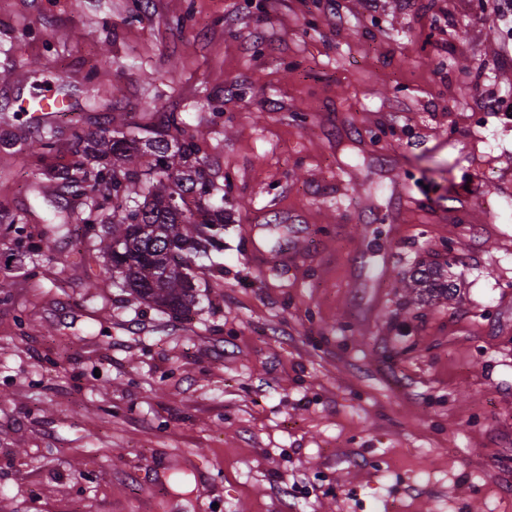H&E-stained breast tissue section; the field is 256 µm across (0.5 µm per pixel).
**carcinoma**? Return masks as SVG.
I'll return each instance as SVG.
<instances>
[{"instance_id": "carcinoma-1", "label": "carcinoma", "mask_w": 512, "mask_h": 512, "mask_svg": "<svg viewBox=\"0 0 512 512\" xmlns=\"http://www.w3.org/2000/svg\"><path fill=\"white\" fill-rule=\"evenodd\" d=\"M109 136L92 137L73 120V166L49 168L48 182L63 181L84 198V210L66 214L67 227L107 254L110 277L138 298L173 314L193 301L192 261L224 250V207L212 204L219 191L202 170V147L175 119L140 137L121 124ZM41 155L58 150L52 127L31 144ZM417 295L452 300L456 289L436 269L411 276Z\"/></svg>"}]
</instances>
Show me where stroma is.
Returning a JSON list of instances; mask_svg holds the SVG:
<instances>
[{
  "instance_id": "stroma-1",
  "label": "stroma",
  "mask_w": 512,
  "mask_h": 512,
  "mask_svg": "<svg viewBox=\"0 0 512 512\" xmlns=\"http://www.w3.org/2000/svg\"><path fill=\"white\" fill-rule=\"evenodd\" d=\"M2 61L0 215L44 243L0 224V512H512L497 0H0ZM50 88L90 134L174 115L201 144L233 222L189 313L51 229L69 125L44 158L18 111ZM422 262L456 300L404 292Z\"/></svg>"
}]
</instances>
